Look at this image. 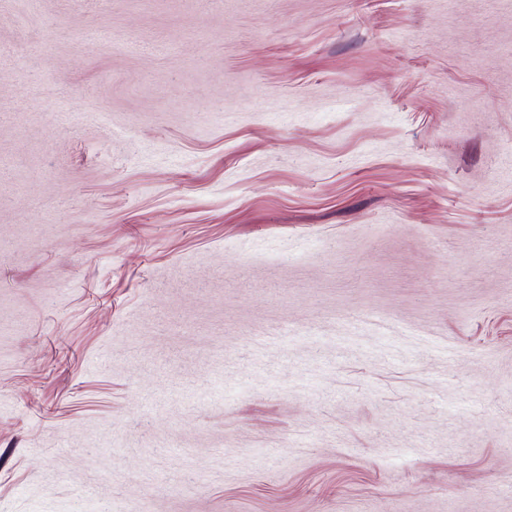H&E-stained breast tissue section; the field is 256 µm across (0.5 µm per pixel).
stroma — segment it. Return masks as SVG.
<instances>
[{
  "label": "stroma",
  "instance_id": "35a3bbf8",
  "mask_svg": "<svg viewBox=\"0 0 512 512\" xmlns=\"http://www.w3.org/2000/svg\"><path fill=\"white\" fill-rule=\"evenodd\" d=\"M1 52L0 512H512V0H0Z\"/></svg>",
  "mask_w": 512,
  "mask_h": 512
}]
</instances>
